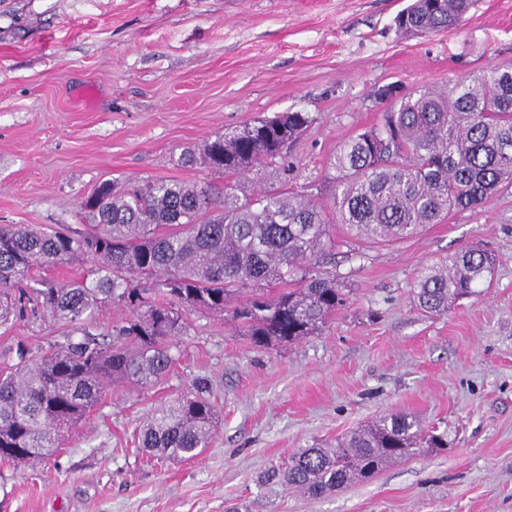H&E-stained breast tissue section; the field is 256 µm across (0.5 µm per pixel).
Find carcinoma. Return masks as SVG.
Segmentation results:
<instances>
[{
  "instance_id": "obj_1",
  "label": "carcinoma",
  "mask_w": 512,
  "mask_h": 512,
  "mask_svg": "<svg viewBox=\"0 0 512 512\" xmlns=\"http://www.w3.org/2000/svg\"><path fill=\"white\" fill-rule=\"evenodd\" d=\"M472 0H413L395 26L405 35L455 28ZM312 123L283 112L218 134L179 158L245 175L282 157ZM332 207L288 190L245 194L236 183L101 181L83 203L84 233L0 225V323L28 307L70 327L38 351L23 343L0 362V461L49 460L113 385L148 388L178 361L185 313L224 315L256 346L317 333L350 302L334 256L333 224L367 244L412 237L453 211L512 186V73L491 66L451 85L403 96L379 129L343 140L329 158ZM90 263L67 283L42 273ZM494 266L475 244L424 269L414 300L432 314L479 294ZM126 313L110 340L91 332L106 304ZM81 338L74 339V334ZM218 420L209 386L165 403L139 426V447L172 461L198 457ZM441 448L421 424L382 416L326 447L302 448L265 479L319 496L374 478L391 462Z\"/></svg>"
}]
</instances>
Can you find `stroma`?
Listing matches in <instances>:
<instances>
[{
    "label": "stroma",
    "instance_id": "35a3bbf8",
    "mask_svg": "<svg viewBox=\"0 0 512 512\" xmlns=\"http://www.w3.org/2000/svg\"><path fill=\"white\" fill-rule=\"evenodd\" d=\"M408 3L0 0V224L83 230L80 205L106 179L223 186L179 155L279 112L312 124L284 166L242 185L314 192L339 142L380 126L399 97L512 67V0L401 36ZM334 235L353 295L321 332L258 348L224 318L188 314L160 385L109 389L49 461L0 463V512H512V187L393 246H358L340 224ZM475 243L496 256L482 293L440 316L416 307L421 271ZM62 332L13 319L0 351ZM201 380L220 415L209 448L185 461L139 448L142 418ZM388 413L436 428L446 448L323 497L263 482L297 449Z\"/></svg>",
    "mask_w": 512,
    "mask_h": 512
}]
</instances>
